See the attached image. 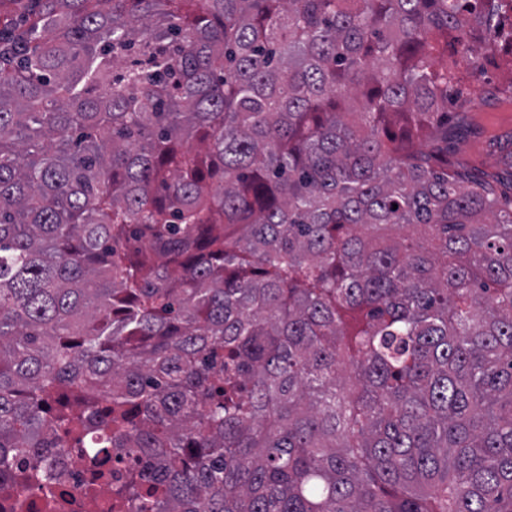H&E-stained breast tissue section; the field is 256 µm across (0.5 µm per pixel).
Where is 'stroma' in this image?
<instances>
[{"instance_id": "stroma-1", "label": "stroma", "mask_w": 512, "mask_h": 512, "mask_svg": "<svg viewBox=\"0 0 512 512\" xmlns=\"http://www.w3.org/2000/svg\"><path fill=\"white\" fill-rule=\"evenodd\" d=\"M498 66L463 80L448 95V149L472 175L512 193V56L493 50Z\"/></svg>"}]
</instances>
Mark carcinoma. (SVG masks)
<instances>
[{
  "instance_id": "obj_1",
  "label": "carcinoma",
  "mask_w": 512,
  "mask_h": 512,
  "mask_svg": "<svg viewBox=\"0 0 512 512\" xmlns=\"http://www.w3.org/2000/svg\"><path fill=\"white\" fill-rule=\"evenodd\" d=\"M512 0L0 16V480L113 512H512V206L448 90ZM485 26L478 45L469 30ZM438 143L424 152L425 141ZM53 442L55 447L49 449L53 457L59 460L62 474L53 481L52 486H60L58 493L65 492L71 505L65 509L51 511L44 507V501L36 495L38 492L29 491L24 484H20L17 490L28 499L31 507L27 510L32 512H108L107 509H92L86 506L85 494L89 485H97L98 501L105 505L112 499V484L122 482L129 470L142 466L135 456L125 455V451L119 448H110L106 468L111 475L105 482H92L91 472L78 458L73 441L61 435L54 437Z\"/></svg>"
}]
</instances>
